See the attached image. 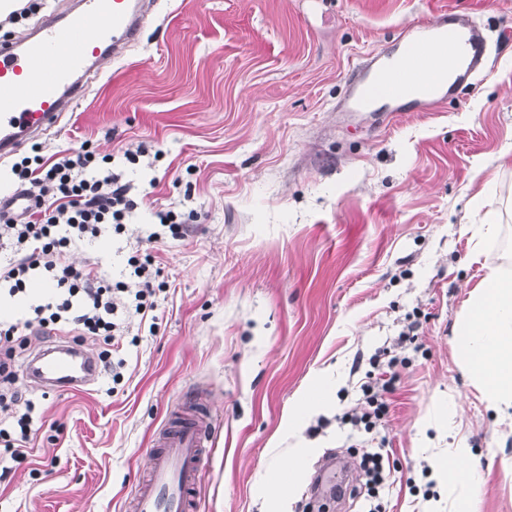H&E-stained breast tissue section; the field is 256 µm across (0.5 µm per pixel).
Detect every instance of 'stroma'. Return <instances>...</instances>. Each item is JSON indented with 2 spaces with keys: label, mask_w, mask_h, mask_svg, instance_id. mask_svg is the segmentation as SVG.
<instances>
[{
  "label": "stroma",
  "mask_w": 512,
  "mask_h": 512,
  "mask_svg": "<svg viewBox=\"0 0 512 512\" xmlns=\"http://www.w3.org/2000/svg\"><path fill=\"white\" fill-rule=\"evenodd\" d=\"M118 60L105 59L44 154L90 142L140 205L124 232L74 251L127 280L152 209L194 212L182 240L154 251L167 284L155 327L131 324L123 380L77 390L21 379L40 428L0 482V512H126L173 407L212 415L215 439L196 512H265L267 472L312 453L283 495L308 492L324 457L349 460L367 435L341 423L369 359L411 360L382 431L396 477L384 512H448L432 478L458 440L474 451L481 512H512V412L486 410L452 329L470 292L512 246V220L481 261L477 200L512 198V0H160ZM491 34L492 72L433 110L348 108L367 56H394L400 32L443 12ZM149 154L129 163L127 148ZM418 321V349L398 348ZM322 391L328 406L307 410Z\"/></svg>",
  "instance_id": "stroma-1"
}]
</instances>
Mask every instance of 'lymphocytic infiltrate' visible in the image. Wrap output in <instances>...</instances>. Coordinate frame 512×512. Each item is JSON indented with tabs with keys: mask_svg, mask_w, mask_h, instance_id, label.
<instances>
[{
	"mask_svg": "<svg viewBox=\"0 0 512 512\" xmlns=\"http://www.w3.org/2000/svg\"><path fill=\"white\" fill-rule=\"evenodd\" d=\"M102 159L89 144L79 150H61L50 156H25L11 166L13 180L33 197L34 207L21 214L0 210V249L11 253L7 264H0V287L9 296H24L34 276H43L49 295L31 305L27 318L0 321V439L9 438L13 458H21L37 433L32 416L34 403H27L23 414L14 407L24 402L17 387L28 364H16L15 343H27L32 335L77 333L101 341L98 354L102 370L120 379L111 361L112 349L125 338L131 321H146L158 307V295L165 289L150 244L159 242L153 232L136 244L128 259L130 281L113 282L101 261L77 265L71 252L97 238L106 228L122 230L137 209L129 189L118 175H99ZM399 372L388 380L367 376L361 384V411L349 416L352 426L373 431L382 426Z\"/></svg>",
	"mask_w": 512,
	"mask_h": 512,
	"instance_id": "1",
	"label": "lymphocytic infiltrate"
}]
</instances>
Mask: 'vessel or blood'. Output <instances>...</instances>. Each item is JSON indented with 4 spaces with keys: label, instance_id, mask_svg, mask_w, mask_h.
Returning a JSON list of instances; mask_svg holds the SVG:
<instances>
[{
    "label": "vessel or blood",
    "instance_id": "obj_1",
    "mask_svg": "<svg viewBox=\"0 0 512 512\" xmlns=\"http://www.w3.org/2000/svg\"><path fill=\"white\" fill-rule=\"evenodd\" d=\"M153 0H77L65 22L47 19L18 42L0 43V156L57 126L88 83L98 76L102 49L121 58L154 16ZM403 50L387 60L362 62L350 108L362 112L383 101H439L447 85L475 86L489 67L483 28L469 16L443 13L401 35ZM37 377L71 390L92 381L88 353L60 345L43 353ZM212 440L210 418L183 407L153 436L150 475L128 501V512H192L205 450Z\"/></svg>",
    "mask_w": 512,
    "mask_h": 512
}]
</instances>
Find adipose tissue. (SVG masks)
<instances>
[{"instance_id":"adipose-tissue-1","label":"adipose tissue","mask_w":512,"mask_h":512,"mask_svg":"<svg viewBox=\"0 0 512 512\" xmlns=\"http://www.w3.org/2000/svg\"><path fill=\"white\" fill-rule=\"evenodd\" d=\"M460 364L483 394L488 410L512 411V256L487 266L457 318L452 339ZM436 479L454 489V512H478L479 482L473 450L449 449Z\"/></svg>"}]
</instances>
